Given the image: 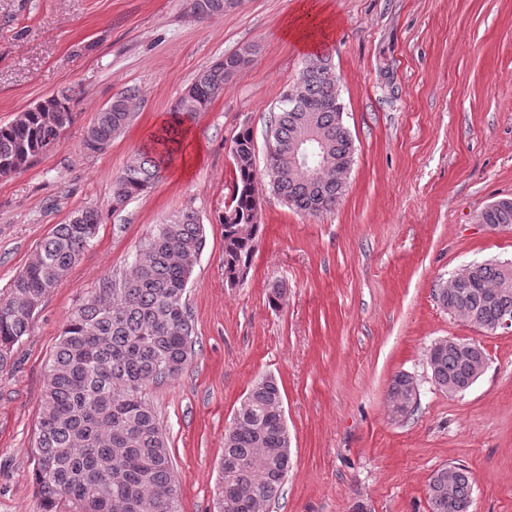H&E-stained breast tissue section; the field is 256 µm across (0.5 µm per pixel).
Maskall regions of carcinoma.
<instances>
[{"mask_svg": "<svg viewBox=\"0 0 512 512\" xmlns=\"http://www.w3.org/2000/svg\"><path fill=\"white\" fill-rule=\"evenodd\" d=\"M240 0H192L201 18L220 16ZM242 48L217 60L197 75L177 100L171 120L138 150L112 182V209L150 189L179 152L177 138L199 112L207 109L237 71L253 61ZM329 59H306L298 79L286 91L298 96L290 110L282 95L266 131L267 176L271 190L288 205L308 212L331 210L345 190L336 178V163L355 155L343 122L340 97L333 94ZM135 94L112 98V110L97 113L85 148L105 149L130 123ZM68 93L53 95L0 125V177H8L30 160L51 150L74 120ZM315 134L325 140V168L310 181L288 161V145ZM234 192L224 225V279L234 284L248 273L259 231L260 197L255 144L250 128L232 140ZM479 221L512 227V198L499 199L479 214ZM99 209L85 207L55 225L0 297V369L12 359L14 346L32 329L46 296L62 287L70 269L95 237ZM205 246L204 227L193 211L161 224L139 247L132 273L108 280L88 296L64 324L46 367V385L34 450V480L41 512H179V490L166 430L145 397L148 385L179 377L195 349L194 326L186 303L194 263ZM441 305L465 310L481 325L491 326L512 312V264L476 263L472 280L438 294ZM482 348H431L432 377L443 390L465 388L473 361ZM408 375L393 377L388 397L393 410ZM282 399L271 376L254 381L238 408L237 422L224 435L222 485L217 512H266L278 499L292 467L287 431L274 411ZM474 478L456 467L453 493L430 478L431 512H469Z\"/></svg>", "mask_w": 512, "mask_h": 512, "instance_id": "cac0c4a2", "label": "carcinoma"}]
</instances>
